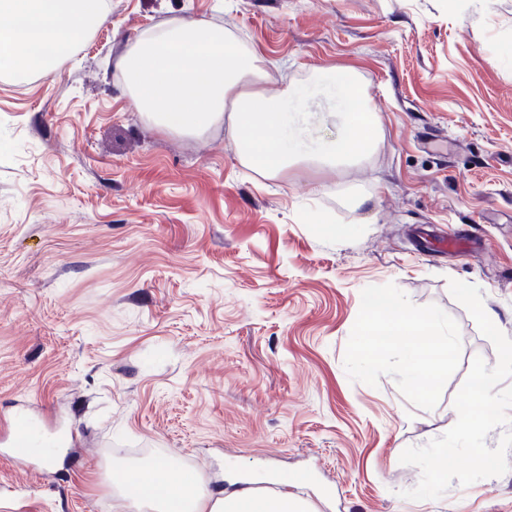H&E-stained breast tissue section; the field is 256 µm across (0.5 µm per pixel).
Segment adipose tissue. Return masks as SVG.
Returning <instances> with one entry per match:
<instances>
[{
	"instance_id": "1",
	"label": "adipose tissue",
	"mask_w": 512,
	"mask_h": 512,
	"mask_svg": "<svg viewBox=\"0 0 512 512\" xmlns=\"http://www.w3.org/2000/svg\"><path fill=\"white\" fill-rule=\"evenodd\" d=\"M107 0H0V72L50 71L55 60L106 16ZM123 78L138 109L154 126L178 133L200 134L222 117L237 132L238 155L248 168L268 177L289 166V128L310 130V115L291 92L271 96L243 91L250 78L269 76V63L254 50L227 35L223 28L190 20L164 29L143 31L120 61ZM342 100L344 114L335 138L321 140L326 161H353L374 149L380 127L353 71L329 74ZM367 326L360 352L370 356L391 341L404 352V369L416 382L437 379L453 348L448 325L428 312H406L385 296L368 297ZM434 334L432 345H407L416 331ZM112 485L137 512H313L310 503L285 496H259L245 488L214 498L200 473H173L167 466L116 467Z\"/></svg>"
}]
</instances>
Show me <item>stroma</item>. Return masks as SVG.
I'll return each instance as SVG.
<instances>
[{
    "mask_svg": "<svg viewBox=\"0 0 512 512\" xmlns=\"http://www.w3.org/2000/svg\"><path fill=\"white\" fill-rule=\"evenodd\" d=\"M193 18L282 63L263 88L308 105L299 154L341 122L313 69H353L374 151L268 178L228 123L149 124L119 61ZM459 229L480 254L437 249ZM453 279L512 338V0H110L52 72L0 73V419L27 402L79 440L50 460L0 445V512H129L113 466L157 461L315 512H512V470L400 496L421 477L403 450L454 425L474 358L498 360ZM370 295L447 322L440 379L411 383L395 348L362 365Z\"/></svg>",
    "mask_w": 512,
    "mask_h": 512,
    "instance_id": "35a3bbf8",
    "label": "stroma"
}]
</instances>
